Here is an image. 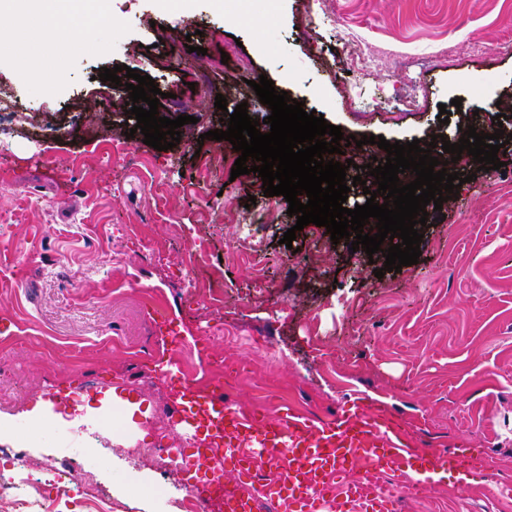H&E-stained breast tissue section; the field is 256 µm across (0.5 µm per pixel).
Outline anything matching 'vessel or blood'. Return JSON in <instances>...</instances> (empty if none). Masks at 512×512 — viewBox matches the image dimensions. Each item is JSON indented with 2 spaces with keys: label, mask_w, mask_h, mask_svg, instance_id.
<instances>
[{
  "label": "vessel or blood",
  "mask_w": 512,
  "mask_h": 512,
  "mask_svg": "<svg viewBox=\"0 0 512 512\" xmlns=\"http://www.w3.org/2000/svg\"><path fill=\"white\" fill-rule=\"evenodd\" d=\"M178 405L184 426L201 417L220 431L224 463L242 476H251L270 449L285 451L286 476L252 493L226 494L224 512H252L258 497L285 505L287 512H393L392 497L375 483L359 480L340 487L330 473L355 467L431 485L445 472L468 473L473 467L462 448L444 453L413 448L403 429L363 411L355 400L336 419L318 422L291 411L273 419L246 415L225 403L223 390L200 393L187 384L178 394Z\"/></svg>",
  "instance_id": "obj_1"
}]
</instances>
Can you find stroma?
I'll return each mask as SVG.
<instances>
[{
    "instance_id": "35a3bbf8",
    "label": "stroma",
    "mask_w": 512,
    "mask_h": 512,
    "mask_svg": "<svg viewBox=\"0 0 512 512\" xmlns=\"http://www.w3.org/2000/svg\"><path fill=\"white\" fill-rule=\"evenodd\" d=\"M13 10L22 24L0 27L11 96L0 110V413L14 431L0 438V476H17L11 455L25 451L49 512H84L88 485L51 470L64 456L106 487L111 512H181L224 452L197 448L175 423L170 442L204 466L163 474L137 460L176 398L156 370L170 359L200 378L222 366L229 403L248 414L330 420L360 397L417 448L491 458L484 473L449 472L401 498L397 512H512V143L497 170L468 154L449 163L469 182L430 211L417 264L380 278L382 253L332 243L325 227L282 245L297 221L284 197L265 196L257 174L203 166L237 156L207 137L227 129L225 110L246 104L269 132L251 86L262 75L346 136L512 133V0H278L273 19L267 0L242 15L214 0L176 12L109 0L115 26L66 41L32 39L31 0ZM214 37L236 48L221 68L202 53ZM34 57L56 79L29 78ZM117 64L155 79L159 116H192L176 147L127 137L129 93L98 78ZM477 82L491 88L481 105L466 92ZM457 98L440 123V105ZM249 208L265 223H232ZM107 436L103 458L95 446Z\"/></svg>"
}]
</instances>
